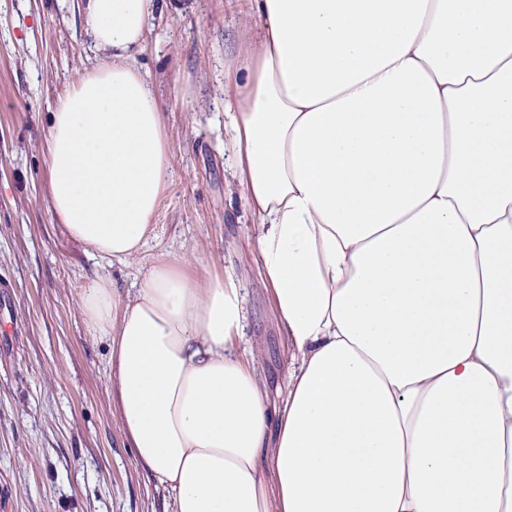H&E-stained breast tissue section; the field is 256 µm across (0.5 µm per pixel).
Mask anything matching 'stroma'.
<instances>
[{"mask_svg":"<svg viewBox=\"0 0 512 512\" xmlns=\"http://www.w3.org/2000/svg\"><path fill=\"white\" fill-rule=\"evenodd\" d=\"M248 0H176L154 17L135 64L169 125L173 170L155 232L133 261L84 255L45 199L42 130L60 93L95 64L74 0H0V512H169L136 464L112 404L107 341L90 336L82 286L107 273L120 292L159 255L206 276L233 271L248 345L281 407L292 352L249 244L255 218L230 183L224 76L254 40Z\"/></svg>","mask_w":512,"mask_h":512,"instance_id":"obj_1","label":"stroma"}]
</instances>
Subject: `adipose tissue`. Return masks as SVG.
<instances>
[{"mask_svg":"<svg viewBox=\"0 0 512 512\" xmlns=\"http://www.w3.org/2000/svg\"><path fill=\"white\" fill-rule=\"evenodd\" d=\"M235 185L292 350L273 417L234 275L82 288L173 512H512V0H249ZM169 0H77L95 67L43 136L56 224L135 259L172 176L134 63Z\"/></svg>","mask_w":512,"mask_h":512,"instance_id":"ef3b65f1","label":"adipose tissue"}]
</instances>
